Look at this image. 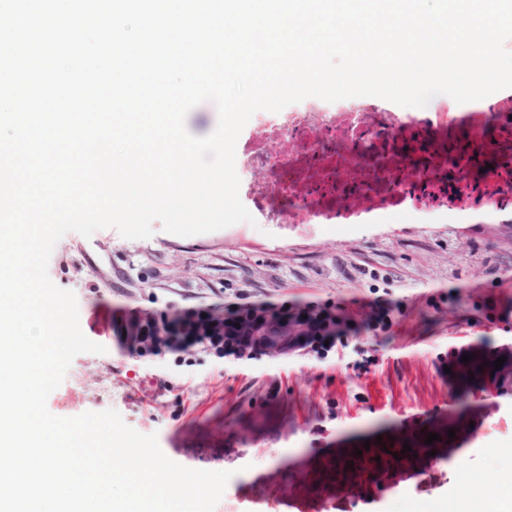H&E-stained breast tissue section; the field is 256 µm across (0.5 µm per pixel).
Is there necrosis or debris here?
Listing matches in <instances>:
<instances>
[{
  "label": "necrosis or debris",
  "instance_id": "1",
  "mask_svg": "<svg viewBox=\"0 0 512 512\" xmlns=\"http://www.w3.org/2000/svg\"><path fill=\"white\" fill-rule=\"evenodd\" d=\"M493 136L459 137L451 103L416 114L373 96L333 103L310 97L254 114L236 148L242 203L256 223L345 225L371 218L444 224L512 223V97ZM287 143L281 154L270 147ZM483 168L479 180L467 179ZM269 177H254V169Z\"/></svg>",
  "mask_w": 512,
  "mask_h": 512
}]
</instances>
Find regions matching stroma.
Here are the masks:
<instances>
[{
	"mask_svg": "<svg viewBox=\"0 0 512 512\" xmlns=\"http://www.w3.org/2000/svg\"><path fill=\"white\" fill-rule=\"evenodd\" d=\"M153 229L139 240L70 232L55 245L49 277L106 351L73 359L47 398L52 414L113 409L180 465L232 471L215 512H408L512 468V380L462 400L456 376L466 353L512 359V226ZM261 305L329 311L340 320L331 347L132 354L120 336L137 311ZM429 433L435 456L397 487H315L323 460Z\"/></svg>",
	"mask_w": 512,
	"mask_h": 512,
	"instance_id": "obj_1",
	"label": "stroma"
}]
</instances>
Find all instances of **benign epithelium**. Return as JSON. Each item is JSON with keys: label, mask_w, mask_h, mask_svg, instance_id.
<instances>
[{"label": "benign epithelium", "mask_w": 512, "mask_h": 512, "mask_svg": "<svg viewBox=\"0 0 512 512\" xmlns=\"http://www.w3.org/2000/svg\"><path fill=\"white\" fill-rule=\"evenodd\" d=\"M168 316L167 324L158 322L149 314L127 318L121 327V331L126 333L125 343L137 347L143 341L152 339L168 348L187 350L226 334L242 337L259 351L277 349L286 353L290 340L308 335L316 326L321 327L326 336L336 333V325L320 320L310 310L293 312L282 307L269 309L237 324L226 322L222 312L208 311L202 314L175 310ZM399 480L400 471L393 466L391 454L383 450L366 458L353 459L345 464L344 470H336V483L347 487L353 494L361 493L365 484L378 481L394 486Z\"/></svg>", "instance_id": "obj_1"}]
</instances>
